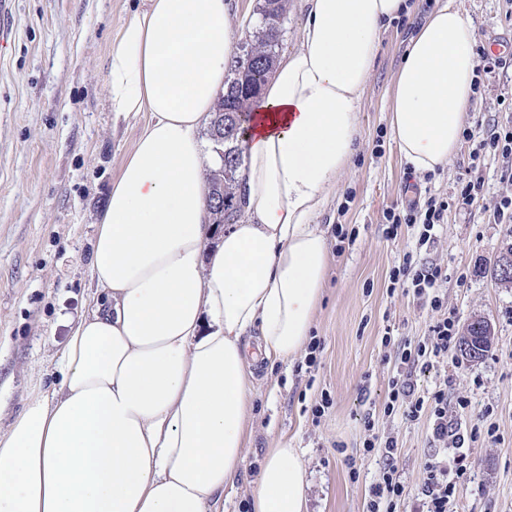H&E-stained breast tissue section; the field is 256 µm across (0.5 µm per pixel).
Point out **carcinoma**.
Returning <instances> with one entry per match:
<instances>
[{
    "label": "carcinoma",
    "instance_id": "cac0c4a2",
    "mask_svg": "<svg viewBox=\"0 0 512 512\" xmlns=\"http://www.w3.org/2000/svg\"><path fill=\"white\" fill-rule=\"evenodd\" d=\"M259 11L261 28L245 42L244 54L235 61L227 77L228 91L219 98L211 122L213 131L220 119L231 124V129L224 132V139L215 141V144L223 147L220 151L223 164L211 174L208 183L209 206L214 224H231L241 215L242 196L237 171L244 152L243 124L249 117L247 109L252 98L250 91L265 83L275 64L281 29L270 26L267 5H261ZM469 339L474 344L484 345L483 352L489 351L490 339L485 337L482 320L477 319L467 325L460 344H466Z\"/></svg>",
    "mask_w": 512,
    "mask_h": 512
}]
</instances>
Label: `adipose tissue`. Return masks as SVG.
I'll list each match as a JSON object with an SVG mask.
<instances>
[{
	"instance_id": "obj_1",
	"label": "adipose tissue",
	"mask_w": 512,
	"mask_h": 512,
	"mask_svg": "<svg viewBox=\"0 0 512 512\" xmlns=\"http://www.w3.org/2000/svg\"><path fill=\"white\" fill-rule=\"evenodd\" d=\"M297 49L263 86L239 169L243 216L211 222L202 129L226 89V0H143L115 31L108 107L147 112L95 221L61 381L0 430V512H216L243 462L249 366L310 340L329 265L315 216L350 165L384 22L405 0H305ZM476 28L453 0L397 73L390 128L417 170L456 155L474 95ZM258 337H251V330ZM253 512H303L305 466L275 448Z\"/></svg>"
}]
</instances>
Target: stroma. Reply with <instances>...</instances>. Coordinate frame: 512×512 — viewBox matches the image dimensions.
Masks as SVG:
<instances>
[{
  "instance_id": "1",
  "label": "stroma",
  "mask_w": 512,
  "mask_h": 512,
  "mask_svg": "<svg viewBox=\"0 0 512 512\" xmlns=\"http://www.w3.org/2000/svg\"><path fill=\"white\" fill-rule=\"evenodd\" d=\"M445 0H407L383 26L371 77L360 105L355 154L336 192L315 219L328 244L335 225L357 237L332 254L311 334L321 342L315 370L303 358L253 368L249 377L250 437L223 512H252L257 475L271 449H297L306 466L307 512H366L380 478L379 454L364 456L372 418L379 437H393L404 487L399 512H417L423 466L457 455L432 441L433 420L403 412L385 415L389 382L396 377L401 342L425 340L438 314L392 287L390 271L405 253L438 264L446 273L438 294L459 328L477 318L492 326L483 358L458 353L434 368H413L415 392L448 388V428L481 437L466 447L468 470L457 512H512V284L491 274L496 257L512 244V223L496 209L512 197L502 175L512 157L486 147L495 127H512V67L480 71L461 146L435 171L420 173L403 157L389 129L396 75L417 28ZM139 0H12L10 51L0 56V429H7L36 395L51 391L68 329L66 316L83 312L97 289L85 265L95 217L110 185L149 119L108 110L110 39ZM477 31L475 51L491 37L512 34V0H455ZM483 183L463 204L465 174ZM449 203L434 244L422 247L415 231L385 240L382 212L412 197ZM391 344H383V337ZM330 405L322 417L313 408ZM361 459L350 478L345 457Z\"/></svg>"
}]
</instances>
